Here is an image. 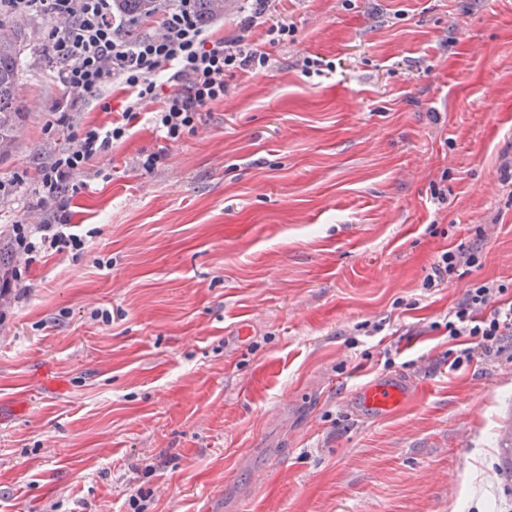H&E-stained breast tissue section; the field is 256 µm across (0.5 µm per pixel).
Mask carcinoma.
Instances as JSON below:
<instances>
[{
    "instance_id": "obj_1",
    "label": "carcinoma",
    "mask_w": 512,
    "mask_h": 512,
    "mask_svg": "<svg viewBox=\"0 0 512 512\" xmlns=\"http://www.w3.org/2000/svg\"><path fill=\"white\" fill-rule=\"evenodd\" d=\"M159 6L158 0H116L119 13L137 12L140 20ZM28 34L27 20L17 17L0 21V160L10 156L16 148L21 130L22 112L18 93V52Z\"/></svg>"
}]
</instances>
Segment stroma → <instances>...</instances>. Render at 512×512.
<instances>
[{
    "label": "stroma",
    "instance_id": "stroma-1",
    "mask_svg": "<svg viewBox=\"0 0 512 512\" xmlns=\"http://www.w3.org/2000/svg\"><path fill=\"white\" fill-rule=\"evenodd\" d=\"M282 12L293 41L203 131L166 146L144 118L113 144L70 196L84 249L36 255L0 305V512H502L512 360L449 370L444 325L465 288L512 282V0ZM28 29L1 271L67 135L48 21ZM460 246L477 263L424 287ZM395 375L419 399L361 417L356 388Z\"/></svg>",
    "mask_w": 512,
    "mask_h": 512
}]
</instances>
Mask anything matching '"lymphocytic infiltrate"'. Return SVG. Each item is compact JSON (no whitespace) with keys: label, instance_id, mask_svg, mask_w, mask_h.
I'll return each mask as SVG.
<instances>
[{"label":"lymphocytic infiltrate","instance_id":"f902f5d3","mask_svg":"<svg viewBox=\"0 0 512 512\" xmlns=\"http://www.w3.org/2000/svg\"><path fill=\"white\" fill-rule=\"evenodd\" d=\"M113 2L0 0L12 15L47 18L45 55L56 67L60 90L57 121L69 128L63 146L34 180L38 217L26 216L13 225L19 264L0 280V298L15 290L23 296L30 292L21 263L42 252L83 248L84 240L70 222L69 189L78 174L103 176L95 161L135 127L142 105L159 101L151 116L153 127L165 145L178 142L202 128L207 106L223 102L229 77L258 75L269 62L266 45L287 42L293 34L282 16V0H247L233 34L220 38L211 35V21L197 0H164L148 33L130 40L122 35L125 22L114 15ZM258 30L263 40L254 39ZM114 83L122 84L128 95L126 108L97 125L73 124L74 112ZM445 327L461 359L503 353L504 341L512 335V287L483 282L465 289Z\"/></svg>","mask_w":512,"mask_h":512}]
</instances>
